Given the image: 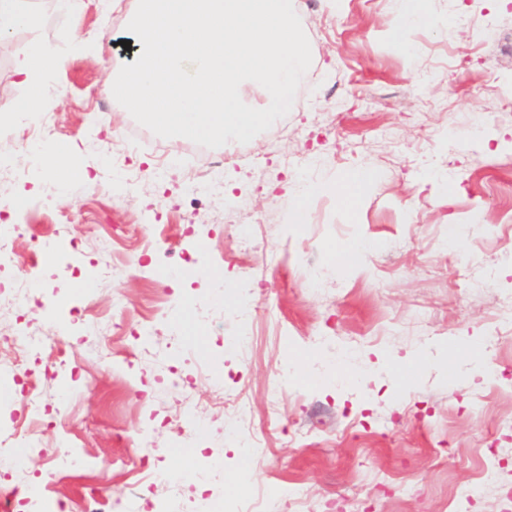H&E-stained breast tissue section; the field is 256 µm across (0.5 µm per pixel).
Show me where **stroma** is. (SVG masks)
I'll return each instance as SVG.
<instances>
[{
	"label": "stroma",
	"instance_id": "1",
	"mask_svg": "<svg viewBox=\"0 0 512 512\" xmlns=\"http://www.w3.org/2000/svg\"><path fill=\"white\" fill-rule=\"evenodd\" d=\"M84 0L0 40V106L25 96L14 62L42 39L60 58L53 112L1 137L42 131L88 175L60 188L19 149L23 179L0 176V208L30 196L26 229L0 270V484L10 512H193L228 498L241 512H512V55L494 37L512 0H423L429 21L390 31L399 0H319L298 15L312 64L289 113L247 144L216 148L222 174L189 165L188 142L151 136L165 164L136 150L130 113L105 92L131 57L126 8ZM367 169L357 210L326 183ZM307 199L305 223H290ZM371 251L356 267L342 247ZM186 267L223 283L184 278ZM89 276L79 293L63 291ZM26 285L22 317L13 299ZM42 341L21 355L5 327ZM367 368L365 385L341 380ZM426 358L412 386L400 363ZM308 371L279 382L284 362ZM43 373L40 417L18 385ZM250 408L256 468L238 481L229 435ZM190 479L168 452L193 434ZM31 465L7 466L17 446ZM77 467L58 463L64 451Z\"/></svg>",
	"mask_w": 512,
	"mask_h": 512
}]
</instances>
